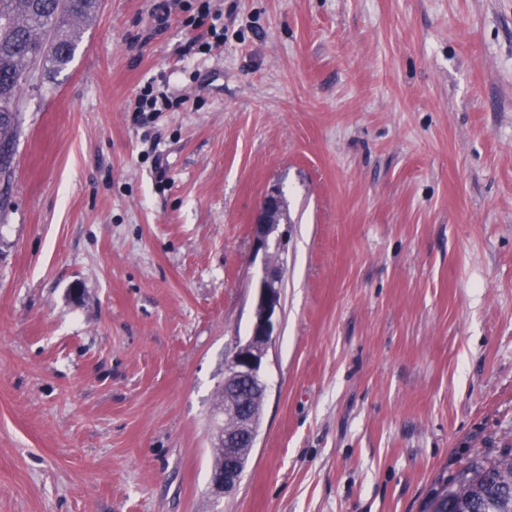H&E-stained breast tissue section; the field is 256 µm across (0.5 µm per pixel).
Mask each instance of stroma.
I'll use <instances>...</instances> for the list:
<instances>
[{"instance_id":"stroma-1","label":"stroma","mask_w":512,"mask_h":512,"mask_svg":"<svg viewBox=\"0 0 512 512\" xmlns=\"http://www.w3.org/2000/svg\"><path fill=\"white\" fill-rule=\"evenodd\" d=\"M101 0L17 99L0 512H422L512 432V0ZM154 84L178 107L138 118ZM285 202L259 436L209 492Z\"/></svg>"}]
</instances>
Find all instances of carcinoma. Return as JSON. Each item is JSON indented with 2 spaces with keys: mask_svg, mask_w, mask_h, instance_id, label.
<instances>
[{
  "mask_svg": "<svg viewBox=\"0 0 512 512\" xmlns=\"http://www.w3.org/2000/svg\"><path fill=\"white\" fill-rule=\"evenodd\" d=\"M0 0V174L13 168L19 133L16 100L31 70H60L72 59L80 24L93 17L96 0ZM476 461L452 481L450 512H512V442Z\"/></svg>",
  "mask_w": 512,
  "mask_h": 512,
  "instance_id": "carcinoma-1",
  "label": "carcinoma"
}]
</instances>
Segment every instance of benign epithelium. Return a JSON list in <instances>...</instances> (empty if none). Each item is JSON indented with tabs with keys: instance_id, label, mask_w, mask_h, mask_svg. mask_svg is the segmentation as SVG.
Masks as SVG:
<instances>
[{
	"instance_id": "7a95c632",
	"label": "benign epithelium",
	"mask_w": 512,
	"mask_h": 512,
	"mask_svg": "<svg viewBox=\"0 0 512 512\" xmlns=\"http://www.w3.org/2000/svg\"><path fill=\"white\" fill-rule=\"evenodd\" d=\"M283 212L284 198L280 188L273 184L265 190L251 218L252 246L254 252L263 255V270L252 308L250 335L238 342L224 366L227 402L224 420L216 425L224 451V468L209 481L210 492L217 498L237 488L249 457L241 447L254 448L259 432L261 409L246 399L237 404L230 391L239 390L244 381L263 397L268 391L264 363L282 309L284 236L279 227Z\"/></svg>"
}]
</instances>
